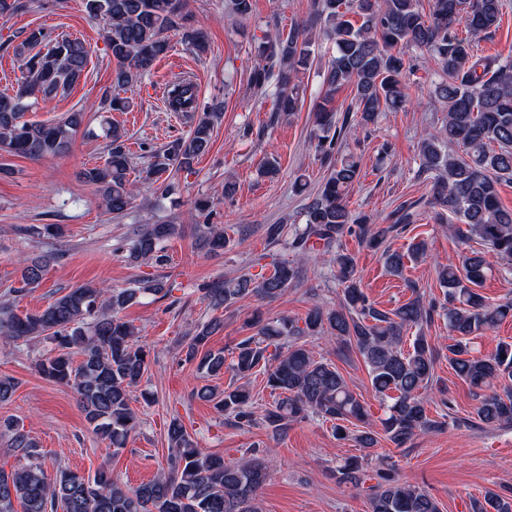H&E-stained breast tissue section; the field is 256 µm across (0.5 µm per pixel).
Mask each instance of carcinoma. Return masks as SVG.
Segmentation results:
<instances>
[{
	"mask_svg": "<svg viewBox=\"0 0 512 512\" xmlns=\"http://www.w3.org/2000/svg\"><path fill=\"white\" fill-rule=\"evenodd\" d=\"M181 0H86L87 10L102 18L105 39L118 62L115 85L136 82L170 43L166 33L182 32L196 52L207 49V36L183 26ZM503 0H430L423 14L420 0H316V15L335 52L321 72L316 96V151L328 164L319 191L305 209V224L294 229L288 249L305 259L323 249L331 254V272L341 287L338 305L312 306L297 320L280 317L269 322L246 321L254 335L238 342L230 356L209 347L210 338L224 327L215 317L187 337L185 360L197 363L205 377L231 370L233 383L222 391L205 384L196 396L214 403L224 419L238 428L262 422L276 432L310 415L332 423L336 438L351 440L371 455L382 434L402 448L418 433L437 426L427 410L439 356L424 328L442 314L453 343L448 364L474 389L478 420L486 425L512 424V342H502L490 356L472 354L469 340L494 330L512 315V301L491 303L477 292L491 269L490 258L512 265V210L503 208L497 186L512 179V58L480 56L474 39L496 28ZM465 22L468 36L459 37L456 25ZM316 42L305 28L279 33L259 44L249 74L251 87L272 99L273 111L295 112L303 90L293 75L313 67ZM414 47L438 64L442 78L434 94L448 104L445 123L428 132L418 147V172L432 181L433 201L440 210L466 226L460 234L484 247L462 256L459 264L436 267L437 281L446 289V303L437 306L420 294L385 311L364 293L357 260L342 244L345 236L379 246L392 226L371 222L370 216L348 208L347 196L359 182L357 156L343 146L344 137L358 126L377 121L385 111L395 112L409 101L403 49ZM21 59V81L12 95L0 94V149L32 160L67 154L85 113L74 111L53 123L23 120L39 95L44 100L67 92L82 76L89 49L79 39L31 33L15 47ZM354 91L359 118L338 117L336 93ZM198 90L193 79L178 77L165 88L172 112L189 120L191 130L155 150L145 179L159 184L164 194L180 190L178 172L190 170L212 145L218 112L198 111ZM126 131L117 124L106 130L109 140L105 163L80 171L79 178L97 188L105 209L123 215L135 199L128 178L131 157L125 146ZM204 218L195 225L198 248L211 256L230 250L224 228L209 223L213 200L193 201ZM179 224H146L120 249L143 264L167 262V243L179 236ZM426 244L415 243L407 252L387 248L386 270L403 273L405 260L426 258ZM58 255L46 252L20 261L14 299L0 302V336L27 342L43 337L54 345L52 353L37 363L48 380L71 388L92 431L107 442L112 454L126 448L140 420L131 406V393L148 371L150 350L137 343L134 327L120 313L146 294L167 297L172 285L161 278L138 280L128 288H109L88 282L69 289L38 311H21L17 299L42 283ZM306 278V270L286 259L273 262L268 275L241 274L206 283L202 291L209 306L228 309L252 296L269 300L282 296ZM418 334L407 340L408 330ZM334 342L347 353L358 354L367 367L371 387L383 404L381 431L366 423L360 396L338 368L316 358L304 339ZM275 347L272 355L269 347ZM278 394L270 408L256 410L250 381L257 372ZM0 432L10 436V451L23 460L16 467L0 466V512H261L258 494L271 476L263 451L247 448L237 460L197 446L181 418L166 423L170 454L167 466L147 483L127 487L117 483L106 468L83 475L59 467L50 476L44 468L37 441L14 421H0ZM339 482L360 491L362 463L347 458L336 467ZM369 512H440L438 502L424 489L402 482L392 472L368 494ZM474 512H512V498L488 493Z\"/></svg>",
	"mask_w": 512,
	"mask_h": 512,
	"instance_id": "obj_1",
	"label": "carcinoma"
}]
</instances>
